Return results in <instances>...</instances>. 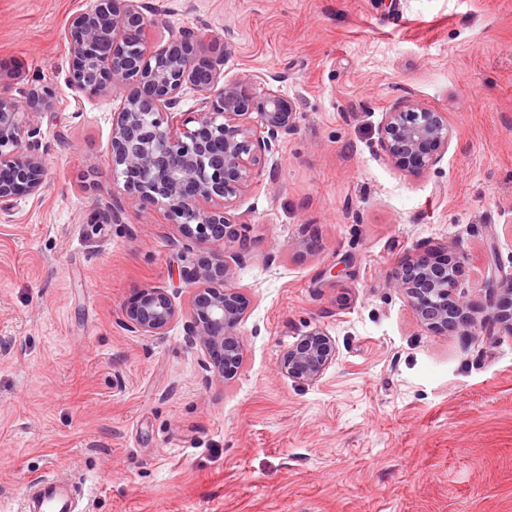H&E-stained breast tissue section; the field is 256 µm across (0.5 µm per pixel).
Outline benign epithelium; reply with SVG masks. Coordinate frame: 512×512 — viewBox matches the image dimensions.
I'll list each match as a JSON object with an SVG mask.
<instances>
[{"instance_id": "obj_1", "label": "benign epithelium", "mask_w": 512, "mask_h": 512, "mask_svg": "<svg viewBox=\"0 0 512 512\" xmlns=\"http://www.w3.org/2000/svg\"><path fill=\"white\" fill-rule=\"evenodd\" d=\"M150 20L138 0H91L71 21L69 81L79 93L105 95L123 89L112 123V169L123 188L145 206H163L198 249L192 267L181 272L190 286L188 309L168 289L148 286L122 310L124 325L144 336H160L183 322L188 344L200 348L224 378L237 375L244 361L240 328L249 298L229 285L232 263L226 246L236 242L227 205L255 183L270 156L295 129L288 98L247 77L221 82L218 63L199 55L197 41L183 33L149 52L143 47ZM187 86L202 92L194 115L180 120L176 108ZM54 104L47 85H32L20 100L0 94V212L18 196H40L47 175L39 152L36 114ZM256 114L253 125L241 117ZM448 114L415 102L386 113L381 142L397 168L421 173L448 150ZM461 261L453 251L439 256L417 252L391 272V283L406 296L422 324L435 332L465 329L479 320L461 291ZM489 312L480 320L486 335L503 328L512 335V277L503 273L495 242L488 245ZM336 339L315 326L280 358L295 382L317 383L336 361Z\"/></svg>"}]
</instances>
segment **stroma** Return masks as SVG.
I'll use <instances>...</instances> for the list:
<instances>
[{
	"label": "stroma",
	"instance_id": "stroma-1",
	"mask_svg": "<svg viewBox=\"0 0 512 512\" xmlns=\"http://www.w3.org/2000/svg\"><path fill=\"white\" fill-rule=\"evenodd\" d=\"M146 47L193 32L225 79H272L296 128L228 214L248 243L245 357L226 379L181 324L120 321L140 289L188 290L197 248L162 206L114 186L121 91L68 82V25L89 0H0V91L53 87L36 115L47 179L0 217V512L50 473L82 512H512V335L423 326L390 273L416 249L462 261L486 307V243L512 271V0H155ZM447 113L419 175L386 158V112ZM121 221L97 224L107 200ZM320 326L314 385L279 368ZM288 346L280 358V368L295 382L317 383L337 355L336 340L324 328L315 326Z\"/></svg>",
	"mask_w": 512,
	"mask_h": 512
}]
</instances>
